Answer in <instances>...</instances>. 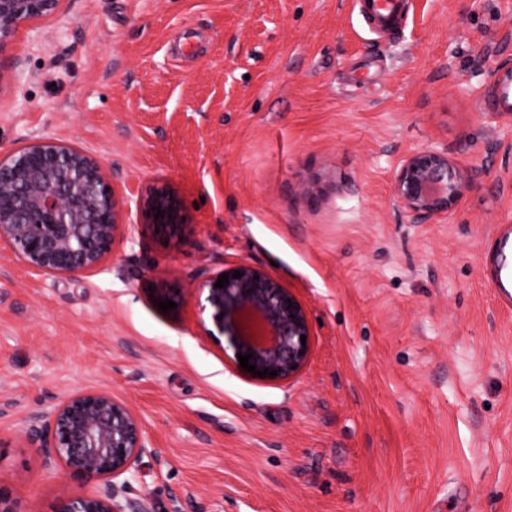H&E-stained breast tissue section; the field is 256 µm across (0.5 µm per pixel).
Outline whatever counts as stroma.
Returning a JSON list of instances; mask_svg holds the SVG:
<instances>
[{
	"instance_id": "obj_1",
	"label": "stroma",
	"mask_w": 512,
	"mask_h": 512,
	"mask_svg": "<svg viewBox=\"0 0 512 512\" xmlns=\"http://www.w3.org/2000/svg\"><path fill=\"white\" fill-rule=\"evenodd\" d=\"M512 0H62L0 54V154L40 138L100 161L125 198L94 270L48 277L0 245V487L52 512L97 483L47 463L38 407L105 389L156 456L150 512H512V117L485 93ZM487 174L441 218L392 192L410 151ZM167 183L183 243L140 221ZM319 191L302 194L308 184ZM245 261L304 305L301 373H238L198 284ZM182 289L158 309L150 286ZM369 17L373 23H386L396 16L401 9L400 0H372L368 2Z\"/></svg>"
}]
</instances>
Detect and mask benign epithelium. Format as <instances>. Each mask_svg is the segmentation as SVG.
I'll return each instance as SVG.
<instances>
[{
	"instance_id": "7a95c632",
	"label": "benign epithelium",
	"mask_w": 512,
	"mask_h": 512,
	"mask_svg": "<svg viewBox=\"0 0 512 512\" xmlns=\"http://www.w3.org/2000/svg\"><path fill=\"white\" fill-rule=\"evenodd\" d=\"M61 0H0V53L16 31L55 14ZM487 97L512 117V58L487 71ZM482 171L457 166L448 151L409 152L398 163L395 198L408 216L422 223L458 203ZM125 200L111 190L99 161L84 151L43 138L0 155V244L33 270L48 276L83 273L97 268L110 252L123 224ZM141 223L180 239L190 229L185 205L166 185L140 193L135 201ZM162 217L156 219V210ZM241 277L216 288L218 276L200 285L207 292L215 330L224 337L227 359L240 367L237 354H253L256 369L275 370L266 382L296 377L311 351L306 310L279 279L250 263L224 268ZM261 330L262 342L254 341ZM306 336L301 344L300 336ZM27 441L67 469L100 482L90 495L58 502L53 512H148L144 503L126 497L130 479L146 455H154L140 418L126 402L106 390L73 393L33 413L24 431Z\"/></svg>"
}]
</instances>
